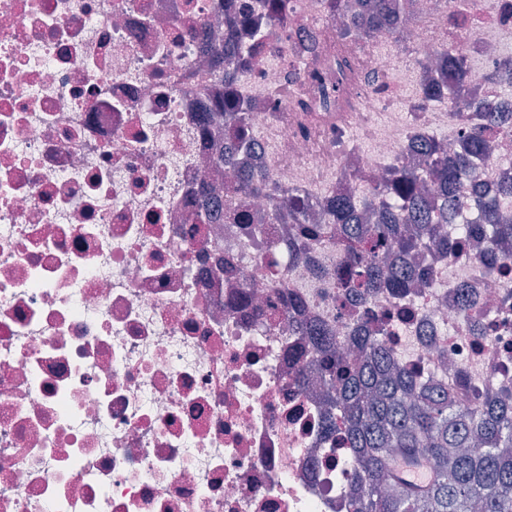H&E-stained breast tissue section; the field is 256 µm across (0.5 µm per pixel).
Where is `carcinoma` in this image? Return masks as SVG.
Returning a JSON list of instances; mask_svg holds the SVG:
<instances>
[{"instance_id": "obj_1", "label": "carcinoma", "mask_w": 512, "mask_h": 512, "mask_svg": "<svg viewBox=\"0 0 512 512\" xmlns=\"http://www.w3.org/2000/svg\"><path fill=\"white\" fill-rule=\"evenodd\" d=\"M350 20L347 33L357 39L397 41L415 15L409 0H371ZM282 23L276 10L266 15L253 3L243 5L224 33V44L214 48L222 62L214 81L234 82L263 42L261 27ZM433 84L448 91L449 113L459 115L470 107L468 76L460 59L446 54L443 72ZM226 110L234 144L222 149L218 163L235 167L239 147L252 138L251 103L239 95L231 97L211 118L224 120ZM480 116L482 123L463 126V141L456 152H445L434 135L421 137L424 173L392 172L387 184L365 192L355 202L337 197L327 204L321 224L305 223L309 204L279 201L278 187L263 169L251 171L233 191L242 198H266L269 220L294 225L297 257L302 260L341 226L347 239L338 273L341 284L363 293L391 288L404 294L426 281L415 269L420 241L408 226H417L420 235L446 257L444 225L456 223L462 209L473 204L478 217L461 236L474 229L487 234L501 257L512 261V222L506 220L503 206L504 200L512 201V185L486 193L477 190L475 181H466L485 149L484 123L498 113ZM294 329L322 354V375L332 394L329 425H341L356 452L361 493L350 512H473L476 506L481 512H512V381L495 394L474 393L471 408L461 412L448 385L395 363L365 328L353 330L354 343L365 352L359 361L327 354L336 343V334L328 326L296 324ZM400 460L434 462L431 483L415 486L403 480L394 471Z\"/></svg>"}]
</instances>
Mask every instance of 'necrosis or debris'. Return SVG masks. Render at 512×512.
Instances as JSON below:
<instances>
[{
  "instance_id": "4bbe7bcc",
  "label": "necrosis or debris",
  "mask_w": 512,
  "mask_h": 512,
  "mask_svg": "<svg viewBox=\"0 0 512 512\" xmlns=\"http://www.w3.org/2000/svg\"><path fill=\"white\" fill-rule=\"evenodd\" d=\"M382 46L341 37L328 0L288 21L237 79L255 98L243 165L338 196L421 167L415 134L461 141L431 99L440 53L474 104L504 101L512 0H420ZM229 0H0V512H349L354 451L295 319L387 316L398 364L458 388L512 377V273L489 246L426 255L400 297L336 285L338 240L297 259L295 231L200 224L224 127L203 122L211 36ZM330 106H322L323 96ZM474 177L512 184V121ZM469 294L468 310L457 303Z\"/></svg>"
}]
</instances>
